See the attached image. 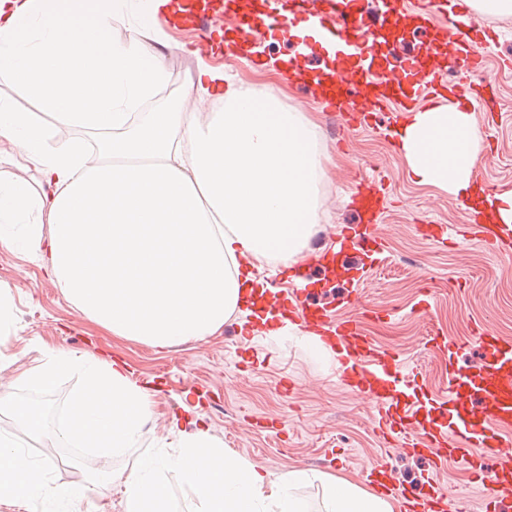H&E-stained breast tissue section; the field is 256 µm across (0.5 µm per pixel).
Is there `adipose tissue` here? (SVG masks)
<instances>
[{"instance_id": "1", "label": "adipose tissue", "mask_w": 512, "mask_h": 512, "mask_svg": "<svg viewBox=\"0 0 512 512\" xmlns=\"http://www.w3.org/2000/svg\"><path fill=\"white\" fill-rule=\"evenodd\" d=\"M171 0H0V149L32 179L0 182V246L21 252L85 316L115 336L168 349L249 317L253 269H291L317 222L322 157L315 123L225 86L202 60L189 90L207 113L178 104L132 116L167 80ZM126 22L127 35L115 32ZM156 48L145 51L144 39ZM35 102L56 120L107 133L98 154L60 145L52 125L18 108ZM400 146L418 183L475 194L483 138L469 105H435L403 126ZM77 368L57 440L103 453L135 448L152 391L126 363L53 352L19 378L50 389ZM175 451L140 459L121 478L124 512H171L161 474L177 471L193 512H308L296 491L320 482L324 512H395L388 496L333 474L291 469L269 478L225 451L199 418H173ZM44 467L0 437V503L48 496Z\"/></svg>"}]
</instances>
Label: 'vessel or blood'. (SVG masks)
<instances>
[{"mask_svg":"<svg viewBox=\"0 0 512 512\" xmlns=\"http://www.w3.org/2000/svg\"><path fill=\"white\" fill-rule=\"evenodd\" d=\"M306 0H261L249 13H223L202 0H181L180 15L198 44L230 38L232 46L300 39L305 63L315 47L330 49L332 74L321 101L327 109L350 117L364 127L384 106L400 114L416 110L420 98L445 97L448 86L441 68H480L491 36L462 20L455 0H421L418 17L428 38L417 52L401 54L395 63L376 58L380 33L400 26L409 0H384L383 10L366 6L350 9L336 0L331 11L310 13ZM480 241L492 255L503 251L508 224H482ZM272 310L301 317L310 328L330 324L329 345L347 358L340 372L343 386L371 401L374 424L383 436L434 466L455 461L466 467L486 488L488 502L512 488V340L487 326H476L471 342L482 351L478 371L448 369L445 398L414 392L422 373L395 353L380 350L364 336L358 321L330 322L326 308L315 307L296 291H276ZM426 491L403 496L401 512H459L460 498L428 477Z\"/></svg>","mask_w":512,"mask_h":512,"instance_id":"vessel-or-blood-1","label":"vessel or blood"}]
</instances>
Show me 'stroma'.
<instances>
[{"label": "stroma", "instance_id": "stroma-1", "mask_svg": "<svg viewBox=\"0 0 512 512\" xmlns=\"http://www.w3.org/2000/svg\"><path fill=\"white\" fill-rule=\"evenodd\" d=\"M472 21L494 31L485 69L450 74L454 84L494 88L495 106H476L473 119L483 135V150L474 181L491 195L512 192V15L471 12ZM293 46L273 42L257 50L253 61L225 60V74L252 96L272 84L259 61L289 56ZM165 93L148 102L143 115L164 108L167 98L183 100L196 75L197 56L174 52L168 62ZM284 107L312 117L318 148L325 157L319 182V234L297 265L306 281V296L328 306L342 319L359 318L374 345L405 361L420 364L429 394L448 389V356L430 343V335L450 339L470 336L482 321L512 338V256L490 255L474 234L466 199L448 189L415 183L406 158L390 136L396 115L378 113L370 126H348L344 117L325 111L311 90L288 83L280 94ZM381 185L385 193L379 228L385 235L380 252L359 253L349 278L330 279L318 259L325 243L359 224L349 193L360 180ZM439 224L444 235H419L421 225ZM0 287L8 289L12 321L0 329V386L23 398L41 395L38 385L17 381L20 365L42 363L48 352H88L124 360L133 380L156 388L152 413L139 447L99 458L77 448L54 450L56 433L68 399L79 390L81 375L61 373L50 397L54 412L41 434L0 424L33 463L44 466L50 486H78L83 498L76 512H123L118 483L100 487L87 471L122 473L136 460L154 453L169 421L194 404L215 438L227 450L263 466L273 475L291 468L328 472L367 487L366 467L387 456L401 486L421 490L428 464L389 444L373 426L370 402L337 382V356L314 354L307 342L240 329L236 320L200 340L158 352L150 346L110 335L92 323L64 296L61 288L18 252L0 248ZM441 485L462 498V512H486L483 487L469 471L448 465Z\"/></svg>", "mask_w": 512, "mask_h": 512}]
</instances>
